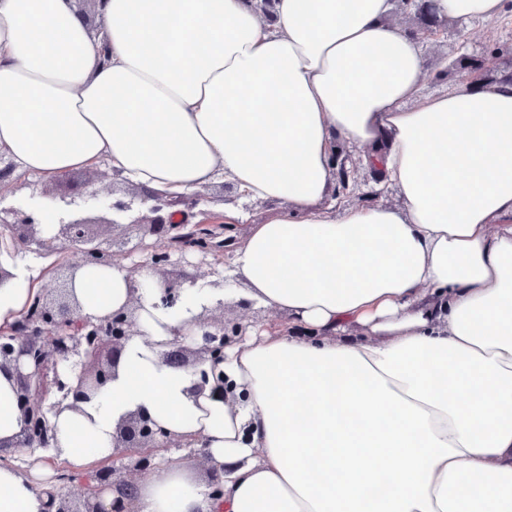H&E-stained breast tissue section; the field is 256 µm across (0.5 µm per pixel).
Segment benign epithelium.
Listing matches in <instances>:
<instances>
[{
	"mask_svg": "<svg viewBox=\"0 0 512 512\" xmlns=\"http://www.w3.org/2000/svg\"><path fill=\"white\" fill-rule=\"evenodd\" d=\"M426 21L425 33L431 38L444 35L439 21L432 17L425 0H402ZM479 58L473 54L456 57L451 67L463 76H480L490 83L512 82V66L507 69L482 71ZM14 165L0 154V192L13 184ZM178 200L152 191H142L125 199L117 197L103 205L107 215L85 216L75 198L64 201L66 206L58 218V230L51 239H38L34 219L18 210L0 207V223L20 248L34 241L40 244L64 242L75 245L81 255L80 265L116 264L139 249L149 250L150 265L159 275L160 301L166 307L175 306L184 293L188 274L172 259L174 252L195 250L201 262L221 261L224 254L237 248L234 236L218 238L216 225L200 220L189 226L171 223L168 209ZM147 208L148 214L136 217L131 224L142 230L138 244L114 233L102 238L89 232L96 225L114 229L121 225L117 215H127L137 208ZM155 243H146V237ZM78 265V266H80ZM78 266L62 265L57 269L58 285L54 294L39 293L25 314L12 325L0 329V371H13L17 380V405L22 430L13 444L15 448H48L54 434L47 413L58 408L80 410V404L101 392L112 381L129 340L139 334L138 312L142 308L140 284L131 281L130 298L121 309L102 318L80 314L79 302L73 292ZM198 328L193 342L186 345L176 335L166 342L168 350L161 359L168 365L190 368L197 381L188 394L197 397L205 389L224 398V349L242 340L254 322L224 318V302L215 307L205 306L193 317ZM53 386L57 398L47 404L41 394ZM112 464L94 470L92 479L81 483L75 500L60 497L53 503L54 512H135L136 479L156 468L162 454L171 448H188L202 442L187 439L159 425L151 416L139 411L124 416L112 435ZM209 472L208 497L214 501L224 498V465L216 464L201 455ZM115 492L109 502L101 495Z\"/></svg>",
	"mask_w": 512,
	"mask_h": 512,
	"instance_id": "1",
	"label": "benign epithelium"
}]
</instances>
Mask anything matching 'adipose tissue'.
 Returning <instances> with one entry per match:
<instances>
[{
    "label": "adipose tissue",
    "mask_w": 512,
    "mask_h": 512,
    "mask_svg": "<svg viewBox=\"0 0 512 512\" xmlns=\"http://www.w3.org/2000/svg\"><path fill=\"white\" fill-rule=\"evenodd\" d=\"M456 22L505 0H429ZM392 0H104L91 35L72 0H0V154L15 176L108 164L185 196L225 178L281 203L250 225L223 296L287 315L291 331L227 348L219 400L159 357L210 301L158 303L150 268H81L83 315L142 286L140 333L106 390L57 409L48 456L75 469L113 451L142 410L208 441L224 498L173 457L143 475L141 512H512V83L421 97L419 42ZM400 207L331 197L339 142ZM0 327L38 293L0 243ZM0 371V444L21 430ZM50 470L0 465V512H48Z\"/></svg>",
    "instance_id": "1"
}]
</instances>
